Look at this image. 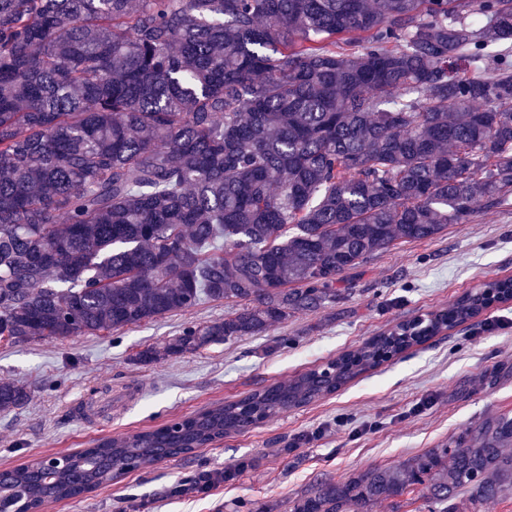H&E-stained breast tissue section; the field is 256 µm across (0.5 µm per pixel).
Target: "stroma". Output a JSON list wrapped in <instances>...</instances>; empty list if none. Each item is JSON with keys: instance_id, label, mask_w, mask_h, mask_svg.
Wrapping results in <instances>:
<instances>
[{"instance_id": "35a3bbf8", "label": "stroma", "mask_w": 512, "mask_h": 512, "mask_svg": "<svg viewBox=\"0 0 512 512\" xmlns=\"http://www.w3.org/2000/svg\"><path fill=\"white\" fill-rule=\"evenodd\" d=\"M505 276H512V202L433 238L395 243L348 271L325 307L193 353L164 350L184 328L231 315L239 303L204 300L97 334L0 340V381L28 391L23 405L0 412V470L155 429L326 368L396 323L448 308ZM148 347L163 358L137 361ZM111 390L129 393L121 411L94 425L79 419L76 402ZM503 413L512 414V302L493 305L336 393L83 496L46 503L41 512H292L318 484L399 466ZM234 465L236 476L207 492L171 494L199 472Z\"/></svg>"}]
</instances>
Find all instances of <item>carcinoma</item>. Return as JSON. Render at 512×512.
Returning a JSON list of instances; mask_svg holds the SVG:
<instances>
[{"instance_id": "obj_1", "label": "carcinoma", "mask_w": 512, "mask_h": 512, "mask_svg": "<svg viewBox=\"0 0 512 512\" xmlns=\"http://www.w3.org/2000/svg\"><path fill=\"white\" fill-rule=\"evenodd\" d=\"M512 198V0H0V337L118 330L242 305L141 360L254 336L336 301L397 241ZM512 299V277L397 323L323 370L70 464L0 472V512L90 492L305 405ZM27 391L0 383V411ZM419 485L512 492V417L293 512H368Z\"/></svg>"}]
</instances>
